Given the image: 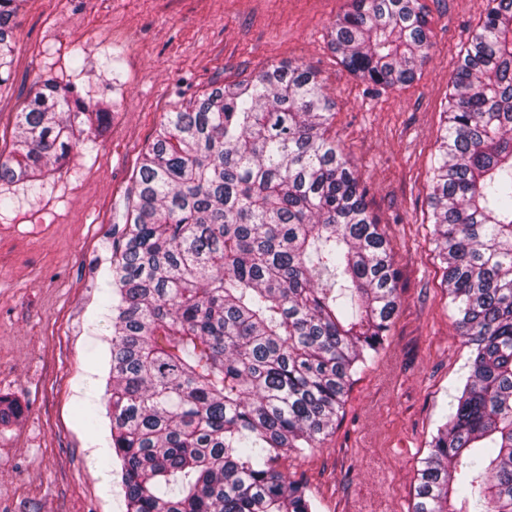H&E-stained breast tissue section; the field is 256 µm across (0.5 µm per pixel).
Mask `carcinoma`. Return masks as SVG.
Segmentation results:
<instances>
[{
    "label": "carcinoma",
    "mask_w": 512,
    "mask_h": 512,
    "mask_svg": "<svg viewBox=\"0 0 512 512\" xmlns=\"http://www.w3.org/2000/svg\"><path fill=\"white\" fill-rule=\"evenodd\" d=\"M24 0H0V86ZM330 45L397 86L433 47L421 0H352ZM430 206L469 376L430 442L412 512H512V0H488L449 83ZM304 63L271 65L164 116L108 268L105 389L128 512H314L275 467L332 429L399 306L362 176L328 136ZM93 108L50 77L17 113L0 184L77 147Z\"/></svg>",
    "instance_id": "obj_1"
}]
</instances>
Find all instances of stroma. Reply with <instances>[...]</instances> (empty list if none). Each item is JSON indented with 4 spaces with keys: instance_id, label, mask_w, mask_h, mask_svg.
<instances>
[{
    "instance_id": "stroma-1",
    "label": "stroma",
    "mask_w": 512,
    "mask_h": 512,
    "mask_svg": "<svg viewBox=\"0 0 512 512\" xmlns=\"http://www.w3.org/2000/svg\"><path fill=\"white\" fill-rule=\"evenodd\" d=\"M423 2L430 57L413 82L383 88L349 74L329 48L349 0H23L0 90V152L11 151L16 114L42 76L112 119L37 181L0 189L11 198L0 210V396L21 407L0 425V512H126L102 464L107 426L89 432L76 413L104 408L111 246L142 154L165 113L288 61L314 67L336 103L329 134L367 181L399 272V309L333 430L278 466L316 512H412L429 443L469 374L429 194L450 76L488 0Z\"/></svg>"
}]
</instances>
